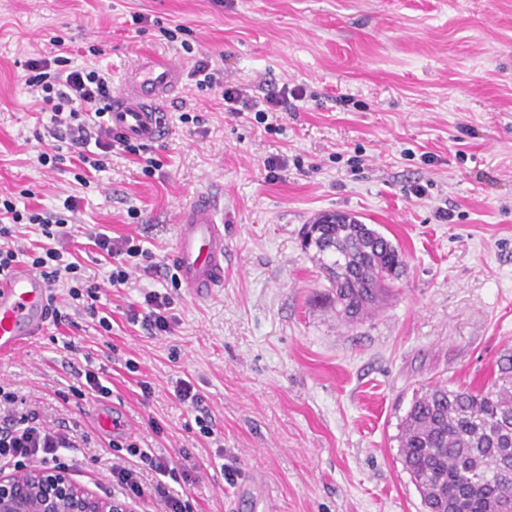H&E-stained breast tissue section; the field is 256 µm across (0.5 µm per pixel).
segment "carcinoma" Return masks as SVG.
Returning <instances> with one entry per match:
<instances>
[{"label": "carcinoma", "mask_w": 512, "mask_h": 512, "mask_svg": "<svg viewBox=\"0 0 512 512\" xmlns=\"http://www.w3.org/2000/svg\"><path fill=\"white\" fill-rule=\"evenodd\" d=\"M339 313L374 310L405 265L399 246L359 217L324 213L302 231ZM404 469L428 512L512 509V351L488 388L435 385L415 393L398 435Z\"/></svg>", "instance_id": "1"}]
</instances>
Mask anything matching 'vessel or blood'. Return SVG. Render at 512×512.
Returning <instances> with one entry per match:
<instances>
[{
	"label": "vessel or blood",
	"mask_w": 512,
	"mask_h": 512,
	"mask_svg": "<svg viewBox=\"0 0 512 512\" xmlns=\"http://www.w3.org/2000/svg\"><path fill=\"white\" fill-rule=\"evenodd\" d=\"M181 79V65L142 57L112 97L107 133L142 142L161 139L159 105L178 90ZM171 260L190 298L204 300L223 287L224 214L218 198L200 193L181 208ZM49 295L44 278L23 262L0 280V356L42 333L50 318Z\"/></svg>",
	"instance_id": "vessel-or-blood-1"
}]
</instances>
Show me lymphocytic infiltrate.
Segmentation results:
<instances>
[{
	"label": "lymphocytic infiltrate",
	"instance_id": "lymphocytic-infiltrate-1",
	"mask_svg": "<svg viewBox=\"0 0 512 512\" xmlns=\"http://www.w3.org/2000/svg\"><path fill=\"white\" fill-rule=\"evenodd\" d=\"M55 52L51 58L27 61L25 83L38 93L45 109L50 110V125L46 129L54 145L51 151L40 153V165L57 168L65 153L75 154L79 171L75 178L82 185H90L94 173L104 171L113 150L129 154L142 160L144 175H152L158 168L156 158L150 157L147 144L132 141L121 135L102 139L94 137V130L100 129L108 120L109 103L112 99L111 81L106 73L95 67L75 68L71 65L69 48L61 37H54ZM199 89L217 88L228 111L244 106L256 112L258 118L278 111L286 106L289 97H302V90L294 93L280 91L266 94L263 99L250 98L245 89L237 86H222L217 69L211 61H196L193 70ZM78 208L74 197H67L56 209H18L9 197L0 196V277H5L14 264L24 261L44 277L48 286L64 284L71 300L81 302L83 309L98 320L104 331H111L112 325L105 316H99L96 303L101 287L87 280L80 262L69 260L61 246L68 242L73 233L69 227V215ZM22 224L40 227L45 245L23 248L16 244V228ZM97 255L109 264L107 281L110 287H127L133 272L153 269L152 254L143 249L132 236L110 237L103 232L89 235ZM127 317L131 322L141 323L152 335L170 332L174 317L171 300L162 293H144L142 302L130 305ZM14 392L0 387V407L7 413L0 419V462L21 469L36 460L44 464H58L59 451L71 447L70 438L63 432L52 431L39 425L36 412L23 414L10 412L15 404ZM154 472L158 480L153 486V495L164 504V512H191L192 505L182 495L172 493L166 480L187 479L188 473L173 459L156 455L131 443L124 454L118 455L112 465V477L117 486L127 494L143 496L145 490L140 475L143 470Z\"/></svg>",
	"mask_w": 512,
	"mask_h": 512
}]
</instances>
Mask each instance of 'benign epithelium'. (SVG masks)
Here are the masks:
<instances>
[{"mask_svg": "<svg viewBox=\"0 0 512 512\" xmlns=\"http://www.w3.org/2000/svg\"><path fill=\"white\" fill-rule=\"evenodd\" d=\"M0 512H130L76 483L64 468L35 467L20 474L0 471Z\"/></svg>", "mask_w": 512, "mask_h": 512, "instance_id": "obj_1", "label": "benign epithelium"}]
</instances>
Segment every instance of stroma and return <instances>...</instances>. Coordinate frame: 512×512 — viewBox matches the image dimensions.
Returning <instances> with one entry per match:
<instances>
[{
	"label": "stroma",
	"instance_id": "stroma-1",
	"mask_svg": "<svg viewBox=\"0 0 512 512\" xmlns=\"http://www.w3.org/2000/svg\"><path fill=\"white\" fill-rule=\"evenodd\" d=\"M54 36L116 87L144 53L184 66L152 176L121 152L87 189L72 162L39 165L48 117L23 64ZM203 57L248 94L304 96L262 121L231 115L218 91L196 87ZM190 110L197 122H183ZM208 190L224 202V286L194 300L169 279L170 254L180 204ZM1 193L29 208L77 197L67 249L103 286L111 331L72 312L0 357V385L24 410L68 427L74 445L59 456L76 482L120 497L109 444L134 442L189 459L171 489L193 512H263L269 491L277 512H425L397 441L414 393L489 385L512 348V0H0ZM336 211L405 255L379 309L353 322L300 239ZM90 231L136 237L157 270L107 287ZM148 291L172 301L168 334L126 320ZM86 368L111 390L123 423L113 435L86 414ZM179 379L200 407L175 398Z\"/></svg>",
	"mask_w": 512,
	"mask_h": 512
}]
</instances>
